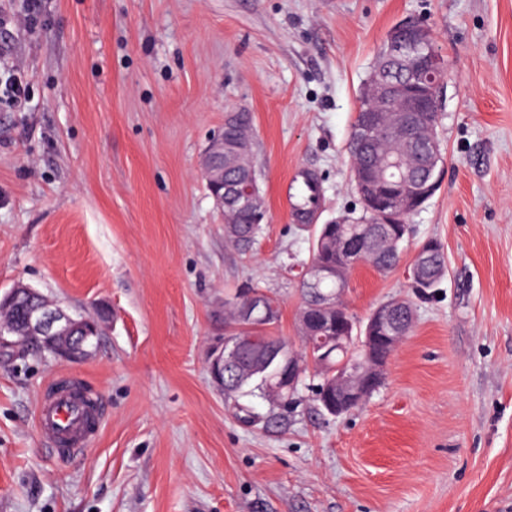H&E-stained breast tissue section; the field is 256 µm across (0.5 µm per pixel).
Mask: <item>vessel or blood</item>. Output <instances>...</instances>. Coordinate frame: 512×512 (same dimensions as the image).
<instances>
[{
	"label": "vessel or blood",
	"mask_w": 512,
	"mask_h": 512,
	"mask_svg": "<svg viewBox=\"0 0 512 512\" xmlns=\"http://www.w3.org/2000/svg\"><path fill=\"white\" fill-rule=\"evenodd\" d=\"M294 181L302 189L303 197L292 202L291 215L300 223H311L315 215L311 200L320 194L321 187L315 177L307 173L295 175ZM94 415V408L61 395L40 401L35 421L38 430L54 445H65L67 453L79 455L91 438L87 424Z\"/></svg>",
	"instance_id": "obj_1"
}]
</instances>
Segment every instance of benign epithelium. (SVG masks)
<instances>
[{"label": "benign epithelium", "instance_id": "obj_1", "mask_svg": "<svg viewBox=\"0 0 512 512\" xmlns=\"http://www.w3.org/2000/svg\"><path fill=\"white\" fill-rule=\"evenodd\" d=\"M381 53L407 72L403 80H390L387 75L373 76L363 87L358 113L361 116L357 136L371 142L378 149L376 165L362 175L358 162H353L351 174L359 191L361 202L379 212L386 224L395 223V215L410 211L409 203L421 198L426 184L437 178L439 145L436 139H422L418 146L402 147L405 128L425 123L434 112L441 111V89L448 60L435 47L431 29L422 21L406 18L391 28L381 46ZM235 117L226 120L225 129L214 135L198 161V168L210 194L219 209H224L225 198L236 202L250 212L256 223H261L265 212L263 198L258 192L252 164L249 136L232 124ZM233 172L236 179L227 180ZM336 276V269L320 263L307 264L300 281L310 286L313 282ZM409 308L404 300H390L378 306L370 316L364 336L366 351L381 343L398 347L401 336H375L373 327L390 322L401 309ZM247 320L263 319L267 315L265 300L255 293L248 295L241 307ZM337 336H319L317 341L330 352L342 348L351 340L352 326L343 323L337 327ZM99 335L94 321L78 320L60 306L43 301L34 307L26 319L23 335L0 329V347L16 346L32 338H42L50 346L58 347L61 355L81 358ZM250 344V339L226 338L224 347L212 362V374L224 379V371L234 376L253 375L270 366L272 357L256 353L248 362L241 363L239 351ZM389 358L376 360L370 369L363 365L336 369V408L363 402L369 389L385 371Z\"/></svg>", "mask_w": 512, "mask_h": 512}]
</instances>
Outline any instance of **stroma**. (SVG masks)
<instances>
[{"instance_id":"35a3bbf8","label":"stroma","mask_w":512,"mask_h":512,"mask_svg":"<svg viewBox=\"0 0 512 512\" xmlns=\"http://www.w3.org/2000/svg\"><path fill=\"white\" fill-rule=\"evenodd\" d=\"M0 0V294L24 283L100 334L84 359L0 349V512H512V0ZM414 17L448 59L439 188L411 215L398 267L358 266V321L391 299L416 317L382 386L341 417L308 391L249 425L212 380L224 291L259 284L294 349L311 233L290 177L321 182L320 224L356 202L347 144L387 32ZM249 113L268 222L224 238L198 170L228 111ZM447 257L417 299V246ZM77 375L106 414L83 455L55 459L35 410Z\"/></svg>"}]
</instances>
